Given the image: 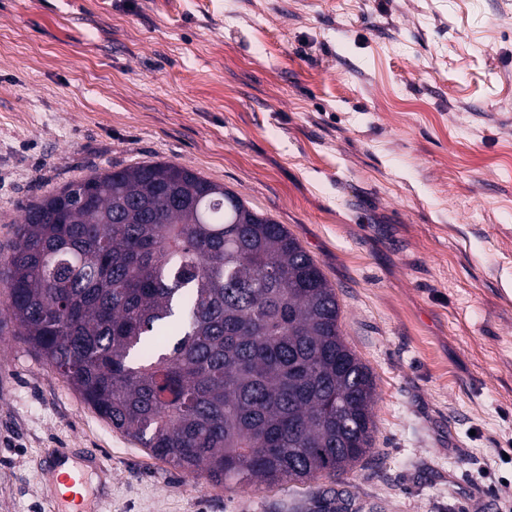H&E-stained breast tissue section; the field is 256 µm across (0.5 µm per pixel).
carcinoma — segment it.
Returning <instances> with one entry per match:
<instances>
[{"label": "carcinoma", "mask_w": 512, "mask_h": 512, "mask_svg": "<svg viewBox=\"0 0 512 512\" xmlns=\"http://www.w3.org/2000/svg\"><path fill=\"white\" fill-rule=\"evenodd\" d=\"M16 335L112 427L228 491L339 477L373 452L375 375L288 229L169 162L94 171L25 206ZM325 489L315 512H349Z\"/></svg>", "instance_id": "cac0c4a2"}]
</instances>
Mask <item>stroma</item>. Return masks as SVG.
I'll return each mask as SVG.
<instances>
[{
    "label": "stroma",
    "instance_id": "1",
    "mask_svg": "<svg viewBox=\"0 0 512 512\" xmlns=\"http://www.w3.org/2000/svg\"><path fill=\"white\" fill-rule=\"evenodd\" d=\"M167 161L298 238L372 369L353 512H512V0H0V265L25 205ZM310 512L153 456L0 330V512Z\"/></svg>",
    "mask_w": 512,
    "mask_h": 512
}]
</instances>
